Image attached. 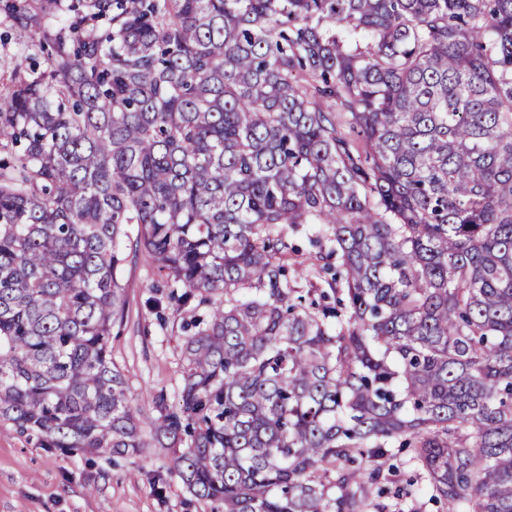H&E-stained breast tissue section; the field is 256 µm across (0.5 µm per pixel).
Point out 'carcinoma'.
Masks as SVG:
<instances>
[{"label":"carcinoma","instance_id":"cac0c4a2","mask_svg":"<svg viewBox=\"0 0 512 512\" xmlns=\"http://www.w3.org/2000/svg\"><path fill=\"white\" fill-rule=\"evenodd\" d=\"M0 16L48 52L0 94V419L176 448L210 512H512V0ZM290 229L348 305L288 285ZM137 260L209 308L155 418L109 346Z\"/></svg>","mask_w":512,"mask_h":512}]
</instances>
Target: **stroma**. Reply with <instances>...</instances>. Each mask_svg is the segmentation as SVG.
<instances>
[{
    "label": "stroma",
    "mask_w": 512,
    "mask_h": 512,
    "mask_svg": "<svg viewBox=\"0 0 512 512\" xmlns=\"http://www.w3.org/2000/svg\"><path fill=\"white\" fill-rule=\"evenodd\" d=\"M45 65L17 29L0 19V90L9 89L15 69L29 61ZM288 281L298 288H326L331 277L309 262L316 253L300 233H289ZM125 312L111 336L113 362L123 370L128 389L147 416H156L158 391L174 395L182 378L181 329L192 308L176 309L164 278L149 263L125 265ZM172 451L149 447L136 457L107 453H63L42 448L12 423L0 420V512H209L182 481L170 475ZM167 479L155 490V476Z\"/></svg>",
    "instance_id": "35a3bbf8"
}]
</instances>
